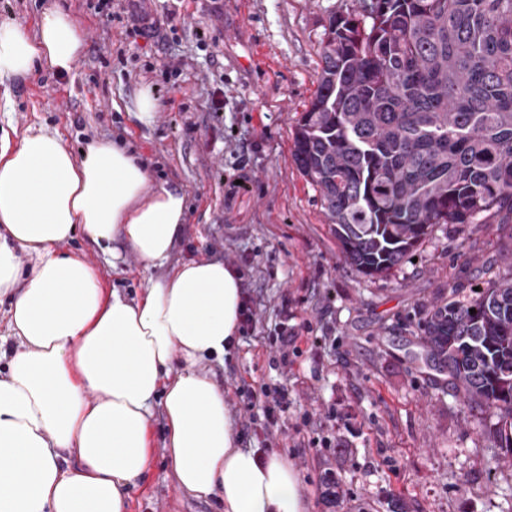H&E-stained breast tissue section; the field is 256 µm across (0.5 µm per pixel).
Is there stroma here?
<instances>
[{
  "instance_id": "stroma-1",
  "label": "stroma",
  "mask_w": 512,
  "mask_h": 512,
  "mask_svg": "<svg viewBox=\"0 0 512 512\" xmlns=\"http://www.w3.org/2000/svg\"><path fill=\"white\" fill-rule=\"evenodd\" d=\"M98 3L0 0V23L31 30L55 6L84 41L69 75L39 68L12 82L0 130L14 142L41 126L59 130L79 161L91 142L119 143L154 184L185 192L188 213L163 267L144 269L127 250L112 261L81 236L68 251L130 299L191 258L242 271L256 329L226 362L200 368L224 391L238 446L280 451L296 470L306 512H388L392 503L398 512H512V469L497 466L502 451L487 434L496 413L465 406L419 344L427 307L453 286H486L503 267L512 223L435 225L411 258L368 278L345 262L318 188L295 163L294 127L317 86L324 29L359 0H146L149 26L136 37ZM145 88L159 103L148 126L129 115ZM239 176L250 191L233 187ZM284 325L298 338L281 364L264 339ZM263 384L287 387L290 400L267 441L254 430L261 409L248 406ZM165 437L158 411L129 512H224L178 490ZM329 469L342 480L337 504L325 494Z\"/></svg>"
}]
</instances>
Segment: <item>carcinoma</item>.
Wrapping results in <instances>:
<instances>
[{
    "label": "carcinoma",
    "instance_id": "1",
    "mask_svg": "<svg viewBox=\"0 0 512 512\" xmlns=\"http://www.w3.org/2000/svg\"><path fill=\"white\" fill-rule=\"evenodd\" d=\"M320 57L294 157L352 267L387 274L435 224L512 222V0H360ZM421 346L465 405L496 410L512 467V268L450 289Z\"/></svg>",
    "mask_w": 512,
    "mask_h": 512
}]
</instances>
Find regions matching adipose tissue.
I'll return each mask as SVG.
<instances>
[{
    "label": "adipose tissue",
    "mask_w": 512,
    "mask_h": 512,
    "mask_svg": "<svg viewBox=\"0 0 512 512\" xmlns=\"http://www.w3.org/2000/svg\"><path fill=\"white\" fill-rule=\"evenodd\" d=\"M82 52L63 9L44 10L31 32L0 24V110L12 107L14 78L43 66L71 73ZM187 210L183 192L153 186L118 144L93 142L78 162L58 132L15 145L0 136V298L25 345L0 377V512H128L158 409L178 490L218 499L224 512H305L287 459L237 446L223 390L198 369L237 342L241 273L189 260L131 300L66 250L81 234L103 253L123 244L145 268L161 266ZM23 256L31 276L21 289Z\"/></svg>",
    "instance_id": "obj_1"
}]
</instances>
